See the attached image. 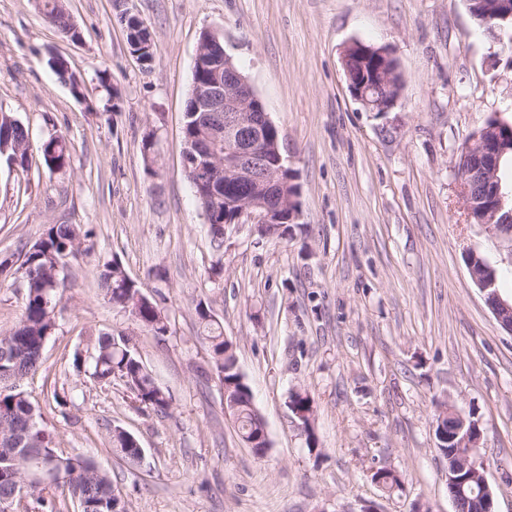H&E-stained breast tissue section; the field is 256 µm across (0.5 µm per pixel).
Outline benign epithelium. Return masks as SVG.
Returning a JSON list of instances; mask_svg holds the SVG:
<instances>
[{"label":"benign epithelium","instance_id":"1","mask_svg":"<svg viewBox=\"0 0 512 512\" xmlns=\"http://www.w3.org/2000/svg\"><path fill=\"white\" fill-rule=\"evenodd\" d=\"M480 19L482 26L495 31L502 21L512 19V0H490ZM203 54L209 55L213 77L196 85V112L205 117L211 112H222L224 123L212 130V142L199 147L198 154L184 156V167L192 169V178L199 184L223 183L224 195L216 193L213 199H224V220L229 227L250 224L256 228L272 223L275 216L288 223L301 220L302 210L297 208L295 196L285 191L289 168L280 149L270 153V143H279V133L262 101L223 47L198 48L196 56ZM346 77L353 97L371 110L384 113L398 103L399 89L392 73L383 76L382 88L372 99L367 81L350 72ZM502 142L497 127L485 128L480 136H469L459 151L454 171L466 223L475 220L489 233L512 241V203L497 179L505 152ZM467 268L499 324L512 334V300L502 299L495 281L478 273L472 263H467ZM450 413L460 423L454 430L461 435L455 447L466 452L456 455L453 467L448 469V482L463 488L466 481L457 475L467 471L483 491L491 492L484 474L486 465L477 459V436L462 433L465 417L454 408ZM26 490L27 485L23 484L18 493L1 500L0 512H20L28 500Z\"/></svg>","mask_w":512,"mask_h":512}]
</instances>
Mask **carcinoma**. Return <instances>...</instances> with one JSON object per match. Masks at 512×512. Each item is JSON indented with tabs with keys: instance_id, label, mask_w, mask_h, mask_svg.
<instances>
[{
	"instance_id": "obj_1",
	"label": "carcinoma",
	"mask_w": 512,
	"mask_h": 512,
	"mask_svg": "<svg viewBox=\"0 0 512 512\" xmlns=\"http://www.w3.org/2000/svg\"><path fill=\"white\" fill-rule=\"evenodd\" d=\"M45 18L67 39L80 37L64 0H39ZM128 48L141 53L145 67L154 57V43L148 28L141 22L130 26ZM349 70L360 74L370 67L361 55L359 43L345 50ZM207 130L187 120L183 127L185 147L193 148L204 141ZM28 133L11 112H0V154L13 159L22 170L28 166ZM47 168L62 171L70 163L68 141L63 135L49 137L42 145ZM195 197L209 224L211 244L217 251L224 246V213H210L214 202L208 185L193 186ZM292 232L290 224H266L257 230L261 238L286 239ZM88 232L77 224H49L41 237L25 246L19 269L25 279L24 308L19 321L0 332V376L21 382L37 372L46 343L56 329L54 308L46 300L56 299L63 281L67 260L87 251ZM97 288L111 306L127 314L133 324L163 339L170 333V322L163 306L164 296L142 291L130 279L122 265L111 260L99 266ZM199 327L210 344L211 359L221 387L225 388V405L237 424L241 439L253 451L265 452L266 440L261 437L264 419L253 402L251 387L237 368L233 341L224 336V327L215 318L211 305L199 301L195 307ZM90 377L98 384L110 385L119 380L131 393L133 406L166 414L170 408L169 394L156 382L143 365L137 350L128 345L127 336L104 333L97 337L89 360ZM33 422L32 441L21 445L12 442L15 431H22ZM0 496L14 494L21 479H26L32 498L30 504L39 512H126L121 498H112V476L100 470L91 460L72 455L59 448L53 431L42 423L38 408L21 387L0 392ZM112 447L120 449L129 461L138 462L135 436L113 428L109 431ZM53 472L57 479L47 483L43 478ZM372 479L383 490L392 493L402 486L400 476L386 468H378Z\"/></svg>"
}]
</instances>
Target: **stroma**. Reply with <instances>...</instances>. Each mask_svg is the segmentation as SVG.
<instances>
[{
  "label": "stroma",
  "instance_id": "stroma-1",
  "mask_svg": "<svg viewBox=\"0 0 512 512\" xmlns=\"http://www.w3.org/2000/svg\"><path fill=\"white\" fill-rule=\"evenodd\" d=\"M67 7L81 42L63 39L35 0H0V109L30 145L26 170L0 167V259H18L49 224L90 233V252L64 270L41 367L23 382L60 447L110 471L127 512H454L432 429L445 402L476 422L494 512H512V334L465 262L481 253L508 300L512 251L466 223L454 174L488 116L512 118V36L478 27L465 0H129L154 39L145 67L113 0ZM206 29L223 34L280 130L304 223L290 242L245 225L222 251L210 245L183 166ZM355 40L395 50L401 97L391 111L351 95L342 51ZM56 55L83 77V98L50 66ZM103 73L119 95L114 112ZM55 134L70 146L60 172L42 156ZM110 259L146 292L161 290L164 339L103 300L96 272ZM218 261L224 276L213 282ZM202 299L236 345L266 423L264 455L224 409L195 314ZM116 330L169 393L168 414L135 410L122 382L101 386L74 368L75 353ZM299 390L313 400L312 443L288 406ZM115 426L137 437L141 463L111 447ZM382 466L401 475V490L372 482Z\"/></svg>",
  "mask_w": 512,
  "mask_h": 512
}]
</instances>
